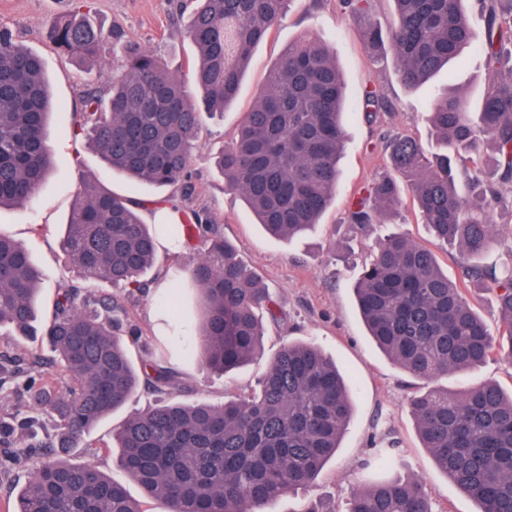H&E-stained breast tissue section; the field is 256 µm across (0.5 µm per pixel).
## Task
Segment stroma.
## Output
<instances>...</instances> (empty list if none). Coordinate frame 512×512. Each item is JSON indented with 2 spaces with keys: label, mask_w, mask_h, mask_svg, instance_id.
Masks as SVG:
<instances>
[{
  "label": "stroma",
  "mask_w": 512,
  "mask_h": 512,
  "mask_svg": "<svg viewBox=\"0 0 512 512\" xmlns=\"http://www.w3.org/2000/svg\"><path fill=\"white\" fill-rule=\"evenodd\" d=\"M98 24H121L130 36L149 48L167 68L189 77L194 47L187 37L189 13L181 0H89ZM75 0H0V24L9 26L20 44L43 60L52 98L49 146L54 167L33 199L22 206L0 208V231L14 236L32 253L42 273L44 310H51L58 290L78 286L96 292V285L82 279L65 261L60 238L81 185L86 179L139 203L145 223L158 222L152 202L172 195L170 189L130 180L112 171L91 149L85 137L73 134L81 110L82 96L95 74L66 60L47 36V24L55 15L72 9ZM305 35L330 45L343 72L346 97L352 115L339 163V188L316 233L288 243L267 236L246 208L239 194L229 190L210 162L233 137L244 112L265 87L272 65L289 44ZM379 84L393 112L367 122L361 106L366 84ZM464 87L471 108H478L485 93L482 60L461 54L449 72L440 73L422 89L404 87L389 59H372L366 53L355 18L342 10L338 0H291L286 18L252 51L238 96L221 117L203 122L199 145L189 166L192 191L176 197L184 209L214 215L221 234L233 244L247 264L270 288L283 313L279 323L266 326L264 350L249 364L229 375L210 371L201 361L189 362L183 348L195 347V336H169L160 324L157 299L160 283L181 288L188 282L192 251L172 253L159 250L155 266L146 274L148 292L125 294L121 303L126 321L139 329L141 338L130 348L133 357L168 345L169 362L182 379L170 399L179 403L206 402L220 405L233 393L250 392L266 372L271 359L286 343L309 342L336 361L353 384L354 411L335 458L315 482L303 490L302 498L320 503L326 512H345L353 488L367 477L362 468L372 455V443L386 438L398 441L403 450V473L422 479L424 489L437 512H477L478 505L460 490L435 464L423 448L408 407L411 378L383 356L367 336L360 319L353 286L373 255L376 241L392 230L430 248L449 278L459 277L457 249L439 244L431 236L410 193H403L398 215L358 234L348 222L351 200L360 189L389 168L379 147L384 133H401L414 138L427 155L441 154L428 122L430 97L448 84ZM487 380L512 389V365L489 361L464 375L440 378L451 389L473 386ZM152 396L138 392L123 410L101 422L85 436L95 450V462L113 480L125 481L109 444L128 414L153 404Z\"/></svg>",
  "instance_id": "stroma-1"
}]
</instances>
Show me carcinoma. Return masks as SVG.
I'll return each instance as SVG.
<instances>
[{
	"label": "carcinoma",
	"mask_w": 512,
	"mask_h": 512,
	"mask_svg": "<svg viewBox=\"0 0 512 512\" xmlns=\"http://www.w3.org/2000/svg\"><path fill=\"white\" fill-rule=\"evenodd\" d=\"M470 1L486 19L480 41L468 20ZM192 2L191 87L123 27L95 24L87 0L49 24L59 51L90 69L104 67L103 46L122 49L120 72L85 90L75 132L112 169L159 188H188L203 115L222 114L236 99L253 48L282 20L289 0ZM375 2L339 0L369 52L391 53L405 87L424 85L464 51L483 59L489 87L477 112L451 85L433 97L428 120L441 155L428 158L410 136L384 135L393 173L363 187L349 210L364 233L397 211L407 188L434 237L458 249L463 283L448 279L432 250L391 232L355 283L357 306L378 348L422 382L409 408L437 466L479 512H512V391L494 381L456 391L434 384L491 358L512 363V273L501 277L477 264L494 241L493 214L512 212V68L503 70L512 56V0H392L395 21L385 30L372 20ZM362 106L372 119L393 111L373 83L363 89ZM50 109L40 57L0 25V208L30 201L49 174ZM346 115L333 49L308 38L291 43L232 141L213 156L225 184L269 235L290 242L317 229L338 187ZM464 155L475 170L461 193L456 165ZM162 235L202 251L190 271L199 349L185 357L198 354L228 375L260 352L261 314L275 322L281 310L213 216L181 210L172 224H146L129 200L85 180L60 247L79 276L134 293L147 288L143 277ZM40 284L28 249L0 232V330L48 345L67 374L64 382L55 378L49 368L56 362L39 357L27 367L0 358V389L13 383L57 427L53 436L13 448L16 417H0V474L40 458L18 491L16 512H143L96 464L70 459L78 448L91 455L85 434L142 386L157 403L124 420L118 460L167 512H266L309 486L336 454L353 414L351 390L317 347L282 346L257 391L222 405L167 403L181 378L161 354L133 360L129 346L138 333L123 329L117 298L64 289L44 319ZM469 285L495 293L503 332L493 334L474 311ZM400 458L398 442L374 444V478L351 493L347 512H435L421 478L398 472Z\"/></svg>",
	"instance_id": "1"
}]
</instances>
